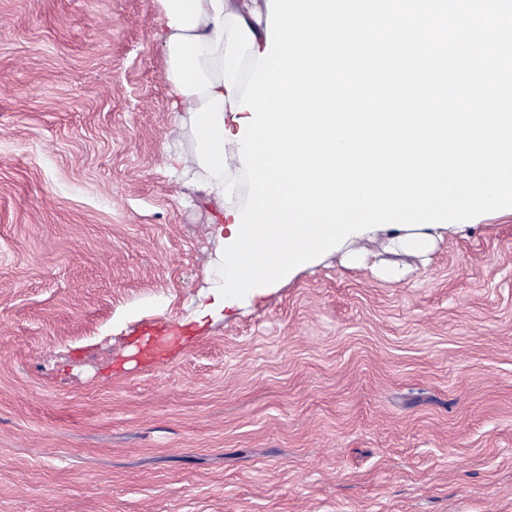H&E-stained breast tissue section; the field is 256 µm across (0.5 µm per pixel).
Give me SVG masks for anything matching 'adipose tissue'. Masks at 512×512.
I'll use <instances>...</instances> for the list:
<instances>
[{"mask_svg": "<svg viewBox=\"0 0 512 512\" xmlns=\"http://www.w3.org/2000/svg\"><path fill=\"white\" fill-rule=\"evenodd\" d=\"M222 14H215L212 0H157L158 25L163 46L167 108L172 112V132L181 145L177 153L162 152L160 162L175 181L190 179L198 192L217 198L222 184L198 164L196 140L190 130V113L220 95L238 102L241 88H226L223 74V52L208 53L216 39L217 22H230L232 17L244 19L254 36L250 56L266 47L268 0H221Z\"/></svg>", "mask_w": 512, "mask_h": 512, "instance_id": "adipose-tissue-1", "label": "adipose tissue"}]
</instances>
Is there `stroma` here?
<instances>
[{"instance_id": "1", "label": "stroma", "mask_w": 512, "mask_h": 512, "mask_svg": "<svg viewBox=\"0 0 512 512\" xmlns=\"http://www.w3.org/2000/svg\"><path fill=\"white\" fill-rule=\"evenodd\" d=\"M157 31L0 0V512H512V219L202 313L221 205L158 166Z\"/></svg>"}]
</instances>
